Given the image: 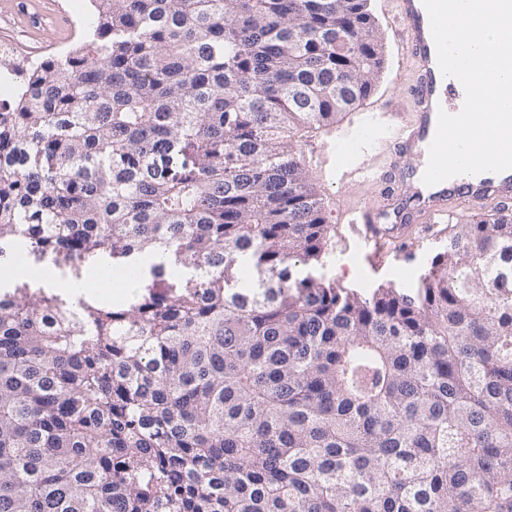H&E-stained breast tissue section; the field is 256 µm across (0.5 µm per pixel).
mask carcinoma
I'll return each mask as SVG.
<instances>
[{"label": "carcinoma", "instance_id": "cac0c4a2", "mask_svg": "<svg viewBox=\"0 0 512 512\" xmlns=\"http://www.w3.org/2000/svg\"><path fill=\"white\" fill-rule=\"evenodd\" d=\"M91 2L0 51V267L156 262L127 307L0 291V512H512V213L412 294L292 279L331 232L293 140L376 90L368 0Z\"/></svg>", "mask_w": 512, "mask_h": 512}]
</instances>
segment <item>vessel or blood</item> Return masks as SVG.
<instances>
[{
    "label": "vessel or blood",
    "instance_id": "obj_1",
    "mask_svg": "<svg viewBox=\"0 0 512 512\" xmlns=\"http://www.w3.org/2000/svg\"><path fill=\"white\" fill-rule=\"evenodd\" d=\"M395 33L403 43L404 61L413 63L419 73L420 85L415 110L411 118L395 116L383 130L385 140L398 146L401 154L416 158L415 166L396 170V189L379 199L348 206L351 224L364 225L367 241L375 246L400 240L408 216L420 218L424 230L449 224L457 217L461 203L474 199H512V169L498 177L460 175L428 186L422 181L428 163V148L437 126L439 111L458 113L462 105L450 102L448 93L460 90L458 80L443 76L436 47L431 35L430 19L422 0H397ZM321 168L328 177L339 180L357 178L381 184L384 172L369 166L366 160L352 165L332 167L327 152H320Z\"/></svg>",
    "mask_w": 512,
    "mask_h": 512
}]
</instances>
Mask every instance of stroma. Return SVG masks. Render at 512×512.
Returning a JSON list of instances; mask_svg holds the SVG:
<instances>
[{"instance_id": "35a3bbf8", "label": "stroma", "mask_w": 512, "mask_h": 512, "mask_svg": "<svg viewBox=\"0 0 512 512\" xmlns=\"http://www.w3.org/2000/svg\"><path fill=\"white\" fill-rule=\"evenodd\" d=\"M26 12H19L14 0H0V43L18 52L56 51L71 41V29L85 23L90 16L89 0H26ZM371 10L381 28L385 44V64L375 93L357 109L345 113L336 123L337 135H349L351 152H359L360 130L370 128L367 113L372 109L411 116L415 109L416 69L402 61V47L393 34L392 0H371ZM309 174L324 199V211L331 225V239L322 262L315 266H297L296 278L312 276L323 283L368 296L379 287L391 286L409 292L419 285L421 275L428 273L433 257L443 252L448 231L437 227L429 233L412 232L396 244L383 248L380 258H372L370 249L354 229L344 224L345 207L372 199L378 193L375 185L353 181L342 186L327 182L317 169Z\"/></svg>"}]
</instances>
